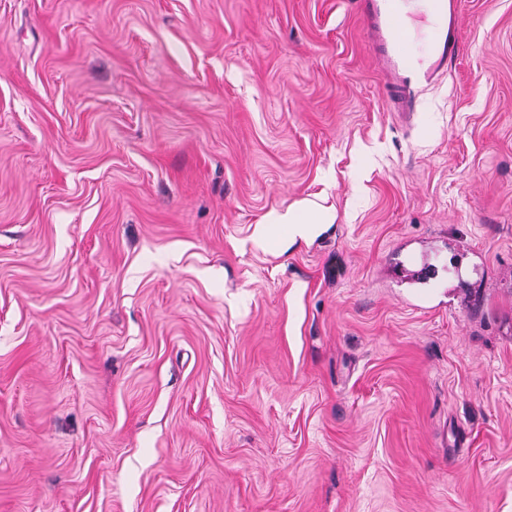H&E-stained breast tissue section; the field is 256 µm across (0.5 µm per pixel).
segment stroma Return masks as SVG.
<instances>
[{"label":"stroma","instance_id":"obj_1","mask_svg":"<svg viewBox=\"0 0 512 512\" xmlns=\"http://www.w3.org/2000/svg\"><path fill=\"white\" fill-rule=\"evenodd\" d=\"M0 512H512V0H0ZM400 0H358L364 35L384 81L392 112H416L420 92L436 85L457 58L459 0H428L429 16L402 11ZM419 22V24H416ZM421 24L428 28L425 49L412 54L408 44Z\"/></svg>","mask_w":512,"mask_h":512}]
</instances>
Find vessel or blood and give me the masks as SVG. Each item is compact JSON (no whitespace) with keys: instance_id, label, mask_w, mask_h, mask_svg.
<instances>
[{"instance_id":"obj_1","label":"vessel or blood","mask_w":512,"mask_h":512,"mask_svg":"<svg viewBox=\"0 0 512 512\" xmlns=\"http://www.w3.org/2000/svg\"><path fill=\"white\" fill-rule=\"evenodd\" d=\"M364 35L391 111L410 113L420 92L436 85L457 58L460 0H429L428 12L399 0H358Z\"/></svg>"}]
</instances>
